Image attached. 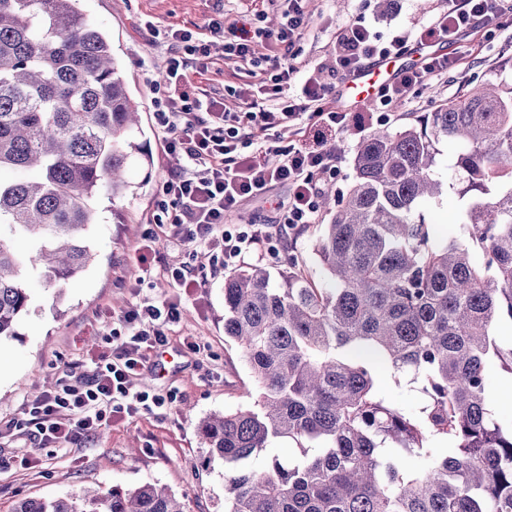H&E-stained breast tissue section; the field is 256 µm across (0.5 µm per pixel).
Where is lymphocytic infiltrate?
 <instances>
[{
	"instance_id": "f902f5d3",
	"label": "lymphocytic infiltrate",
	"mask_w": 512,
	"mask_h": 512,
	"mask_svg": "<svg viewBox=\"0 0 512 512\" xmlns=\"http://www.w3.org/2000/svg\"><path fill=\"white\" fill-rule=\"evenodd\" d=\"M287 3L274 30L213 20L208 24L209 38L202 39L189 30L163 32L154 22L145 24L150 36L165 37L170 50L164 89L155 100L164 149L185 160L162 184L169 203L180 208L167 220L166 228L174 237L189 232L200 250L192 262L167 261L150 233L136 248L134 263L142 273L156 272L167 278L182 295L193 296L199 286L193 265L241 266L251 255L274 254L276 244L287 242L301 226L318 223L319 178L338 172L341 157L335 144L327 140L313 146L274 145L268 138L269 130L286 124L333 132L349 127L346 113L333 105L332 86L298 79L297 68L281 56L258 53L263 43L295 44L311 24L309 0ZM504 25L502 12L491 0H442L413 38L445 44L467 38L482 27ZM409 38L403 34L381 42L362 18H354L336 37V66L345 75H353L374 59L401 55ZM216 40L224 44L225 60L247 65L251 73L261 75L262 98L248 100L233 88L220 93L189 84L187 69L208 71ZM454 64L448 55L436 54L422 69L404 71L379 89V111H389L396 101L414 97L426 78L442 76ZM232 98L246 101L247 111H230L227 102ZM278 185L287 186L288 199L272 202L273 223H230V215L243 201L267 197ZM182 314L178 302H140L113 329L116 346L111 354L90 358L85 379L63 374L54 391L26 404L23 419L6 420L0 427L67 451L96 435L111 417L171 406L176 393L136 391L132 383L144 369L149 352L168 344L170 327L181 321Z\"/></svg>"
}]
</instances>
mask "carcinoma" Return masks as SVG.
Here are the masks:
<instances>
[{"instance_id": "cac0c4a2", "label": "carcinoma", "mask_w": 512, "mask_h": 512, "mask_svg": "<svg viewBox=\"0 0 512 512\" xmlns=\"http://www.w3.org/2000/svg\"><path fill=\"white\" fill-rule=\"evenodd\" d=\"M81 0H0V337L28 310L26 272L61 287L94 261L101 189L124 193L140 153L138 109L109 37ZM457 147L443 182L439 146ZM355 178L314 244L327 286L288 264L224 282V335L245 359L253 403L199 422L224 463V512H512V424L487 409L488 361L512 374V87L488 80L354 151ZM463 200L457 232L433 239L421 209ZM33 248L25 256L13 242ZM388 366L420 394L415 412L378 384ZM295 462L248 461L273 439ZM446 440L453 454L441 457ZM319 452L310 456L307 448ZM422 460L412 471L398 455ZM14 512H184L168 489L114 486L24 498Z\"/></svg>"}]
</instances>
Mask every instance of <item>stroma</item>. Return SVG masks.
Wrapping results in <instances>:
<instances>
[{
  "label": "stroma",
  "mask_w": 512,
  "mask_h": 512,
  "mask_svg": "<svg viewBox=\"0 0 512 512\" xmlns=\"http://www.w3.org/2000/svg\"><path fill=\"white\" fill-rule=\"evenodd\" d=\"M437 0H395L385 13L375 0H315L313 25L288 54L289 63L301 75L342 88L343 73L335 72L336 35L354 17L382 39L413 29L431 16ZM82 7L112 39V52L125 64V79L132 97L141 106L139 142L144 159L132 163L130 184L120 197L100 193L94 201L97 222L90 228L96 252L94 261L62 295L47 288L39 274L28 279L32 301L20 319L16 334L0 339V419L22 418L27 401L52 391L63 365L74 377L86 373L88 355L112 348V320L132 305L149 298L176 299L179 291L159 276L136 286L138 271L134 251L141 237L162 212L161 185L169 170L178 167L177 157L163 148L155 113V86L164 84L170 53L164 43L151 41L144 28L153 21L160 28L198 30L209 19L232 21L261 15L268 27L280 19L277 0H82ZM457 64L441 77L427 78L416 98L395 103L390 129L406 126L424 113L466 89L492 79L512 84V29L476 32L463 44L447 46ZM189 82L200 86L256 85L247 70L226 61L222 45L212 49L207 73L188 69ZM372 108H364L363 128L342 134L339 173L327 184L345 193L354 171L356 144L377 129ZM307 225L279 256L263 258L275 280L288 273L289 260H297L316 285H324L326 273L313 251L320 224ZM227 271L204 270L202 286L194 299L185 301L182 321L173 328L170 344L160 365H146L135 382L138 390L164 394L176 392L173 407L141 416L114 418L83 447L64 454L42 448L28 437L0 439V512H11L22 498H48L83 489L120 486L134 489L158 484L172 490L184 512H224V466L207 461L199 422L253 400L248 367L238 345L224 334V281Z\"/></svg>",
  "instance_id": "1"
}]
</instances>
